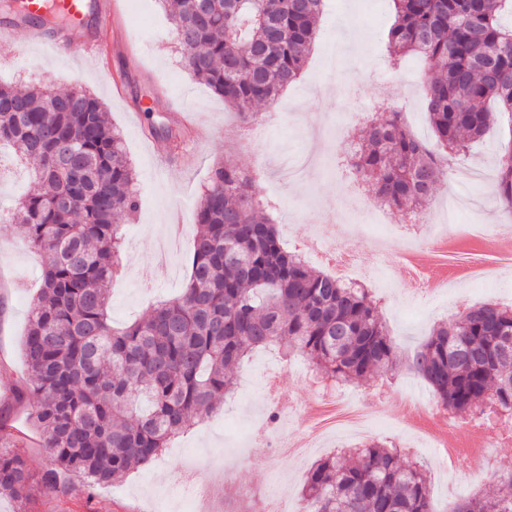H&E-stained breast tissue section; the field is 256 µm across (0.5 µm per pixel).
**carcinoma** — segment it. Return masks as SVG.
Instances as JSON below:
<instances>
[{
	"label": "carcinoma",
	"instance_id": "cac0c4a2",
	"mask_svg": "<svg viewBox=\"0 0 512 512\" xmlns=\"http://www.w3.org/2000/svg\"><path fill=\"white\" fill-rule=\"evenodd\" d=\"M192 76L242 119L299 76L325 0H161ZM391 54L433 67L426 109L437 145L460 152L495 115L512 116V0H390ZM33 162V187L8 215L50 257L23 350L35 397L32 426L52 467L35 479L0 426V496L23 502L60 475L89 487L149 467L194 418L215 412L234 372L258 348L300 355L344 385L402 362L368 290L313 270L285 249L266 205L230 160L215 166L196 209L182 294L123 328L109 316L121 272L120 221L138 206L124 138L84 90L0 84V147ZM352 167L379 201L404 210L428 201L448 165L413 137L398 112L361 130ZM495 198L512 210V143L498 160ZM512 306L484 302L438 324L409 367L454 415L512 417ZM307 512H433L428 476L386 440L323 458L303 486ZM448 512H512V472L493 496Z\"/></svg>",
	"mask_w": 512,
	"mask_h": 512
}]
</instances>
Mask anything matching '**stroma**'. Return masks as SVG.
Listing matches in <instances>:
<instances>
[{"label":"stroma","instance_id":"obj_1","mask_svg":"<svg viewBox=\"0 0 512 512\" xmlns=\"http://www.w3.org/2000/svg\"><path fill=\"white\" fill-rule=\"evenodd\" d=\"M392 22L386 0H328L318 40L299 80L273 103L261 106L248 124L183 68V50L159 0H133L121 20L125 41L102 35L101 51L95 56H75L64 48L46 55L25 35H9V47L0 50L1 83L35 84L46 78L62 90H89L102 101L111 127L124 135L136 172L138 209L123 222V272L110 287L114 324L144 318L159 300L180 294L190 265L191 236H184L158 276L144 273L143 267L155 260L172 213L181 214L184 224H193L212 169L227 159L254 175L253 190L270 204L286 247L316 235L339 214L350 224L366 227V234L339 240L338 245L369 273V294L402 355L413 353L435 324L468 307L488 299L512 304V267L499 268L489 280L442 293L407 283L397 254L380 257L379 243L399 232L411 211L387 209L375 224L360 213V197L374 195L371 184L348 163L360 119L372 120L394 110L412 135L428 144L434 141L422 83L423 60L410 57L402 62L403 75L411 79L404 97H395L394 85L385 80L391 72L386 35ZM329 53L336 57V69L323 66ZM116 80L124 86L123 95L112 91ZM153 124L171 126L180 135L175 140L151 136ZM196 124L204 128V135H194ZM511 138L512 123L499 120L454 161L495 171ZM159 152L166 163L156 161ZM0 169L9 174L0 182L4 213L30 189L31 181L13 151L0 152ZM494 189L491 180L469 184L458 175L448 176L436 185L423 213L441 219L443 198L467 195L474 206L459 214L452 232L462 235L470 225L479 224L495 234L507 214L493 202ZM46 264V255L27 245L11 226L0 227V425L24 435L21 454L38 476L50 467L51 459L29 421L34 398L26 388L29 373L22 341ZM306 370L300 357L282 358L277 348L257 351L239 369L235 391L222 407L198 419L150 467L91 491L64 475L59 484L38 486L26 505L1 497L0 512H172L181 504L186 512H249L260 504L267 512L281 507L302 512L308 471L334 449L353 445L354 437L333 424L302 456L269 461L264 448L249 443L248 430L270 418L267 385L274 376L301 404L288 416V433L298 437L306 432L318 405ZM386 380L390 388L385 415L374 421L369 438L394 440L407 461L431 463L434 448L405 427L401 404L403 391L430 401L432 390L403 364Z\"/></svg>","mask_w":512,"mask_h":512}]
</instances>
